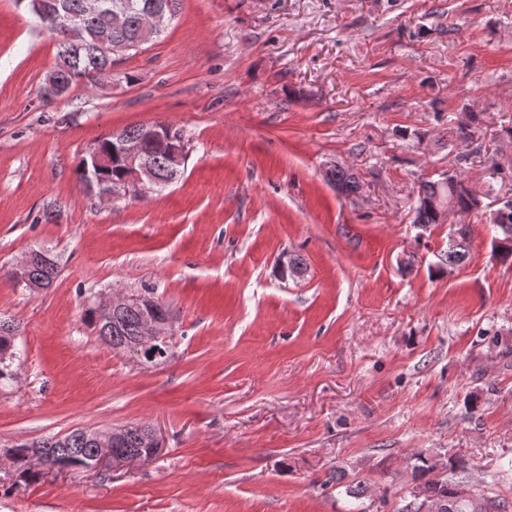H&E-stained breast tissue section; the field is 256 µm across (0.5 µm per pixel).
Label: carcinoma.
Wrapping results in <instances>:
<instances>
[{"instance_id":"cac0c4a2","label":"carcinoma","mask_w":512,"mask_h":512,"mask_svg":"<svg viewBox=\"0 0 512 512\" xmlns=\"http://www.w3.org/2000/svg\"><path fill=\"white\" fill-rule=\"evenodd\" d=\"M170 5L172 17H177L183 0H112V5L122 7L127 13L126 27L121 31L108 27L105 15L95 17L84 15L85 0H59L60 12L48 13L36 17L38 25L58 42V52L53 71L66 76L65 89L78 82L87 85L102 78L112 76L109 65L112 54L109 47L115 42H125L131 50L138 51L136 37L140 29L146 6L153 2ZM83 22V35L70 42L67 40L66 28L71 20ZM482 122L481 113L471 112L470 121L450 129V137L463 146L473 143L474 129ZM162 134V138L144 142L146 158L154 167L160 181L167 179L170 155L178 151L183 162H188V139L182 128L164 121L154 124ZM104 153L112 155V165L99 172L101 178L112 184V187L125 190L127 166L124 158L114 151L112 134H107L97 141ZM328 179L340 187L346 194L359 191L360 184L349 170L336 165L326 173ZM447 204L448 209H457L463 213H472L481 207V201L475 190L468 186L465 180L457 176H448L438 181L421 183L417 204L414 211L413 223L425 228L431 224L441 223L439 206ZM498 217L492 219L491 225L495 231L502 232L497 239L496 249L504 262L512 259V199L503 203L497 209ZM471 240L469 227H456L450 234L448 251L445 262L448 266L461 265L469 253ZM112 322L115 323L112 336L109 337L112 350L125 352L134 343L141 325V310L135 304L112 312ZM19 360L17 347L12 337L0 334V384L12 380L15 362ZM145 430L141 424L130 423L120 428L119 442L115 451L119 454L147 452L144 443ZM97 450L91 435L83 429L73 430L62 437L45 436L31 442L22 443L8 449L13 464L26 473L30 470L28 459L34 454H40L44 470H60L64 465H71L91 458ZM457 469L456 461L448 460L449 476L440 479L434 475L435 467L432 458L422 454L415 455L413 465L414 480L425 490L443 496L448 500L447 512H478L477 501L486 500L483 492L476 490L473 496H464L465 484L453 478Z\"/></svg>"}]
</instances>
